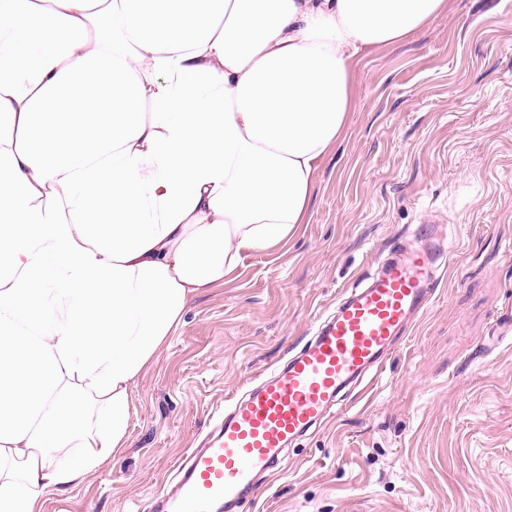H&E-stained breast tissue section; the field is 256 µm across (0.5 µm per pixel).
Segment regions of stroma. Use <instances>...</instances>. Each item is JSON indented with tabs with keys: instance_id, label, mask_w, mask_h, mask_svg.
I'll return each instance as SVG.
<instances>
[{
	"instance_id": "obj_1",
	"label": "stroma",
	"mask_w": 512,
	"mask_h": 512,
	"mask_svg": "<svg viewBox=\"0 0 512 512\" xmlns=\"http://www.w3.org/2000/svg\"><path fill=\"white\" fill-rule=\"evenodd\" d=\"M308 223L194 299L134 390L118 459L42 512H142L231 393L282 362L421 215L450 231L434 299L380 382L260 477L242 512H512V0H451L354 70Z\"/></svg>"
}]
</instances>
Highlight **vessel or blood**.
Returning a JSON list of instances; mask_svg holds the SVG:
<instances>
[{
  "instance_id": "1",
  "label": "vessel or blood",
  "mask_w": 512,
  "mask_h": 512,
  "mask_svg": "<svg viewBox=\"0 0 512 512\" xmlns=\"http://www.w3.org/2000/svg\"><path fill=\"white\" fill-rule=\"evenodd\" d=\"M417 237L418 245L397 244L320 318L301 350L227 398L223 417L201 447L183 453L145 512H237L294 440L319 428L353 385L380 378L429 307L446 262L435 224H419Z\"/></svg>"
}]
</instances>
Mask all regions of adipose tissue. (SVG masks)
I'll return each mask as SVG.
<instances>
[{
    "instance_id": "1",
    "label": "adipose tissue",
    "mask_w": 512,
    "mask_h": 512,
    "mask_svg": "<svg viewBox=\"0 0 512 512\" xmlns=\"http://www.w3.org/2000/svg\"><path fill=\"white\" fill-rule=\"evenodd\" d=\"M448 0H0V512L116 460L190 302L307 223L356 62Z\"/></svg>"
}]
</instances>
